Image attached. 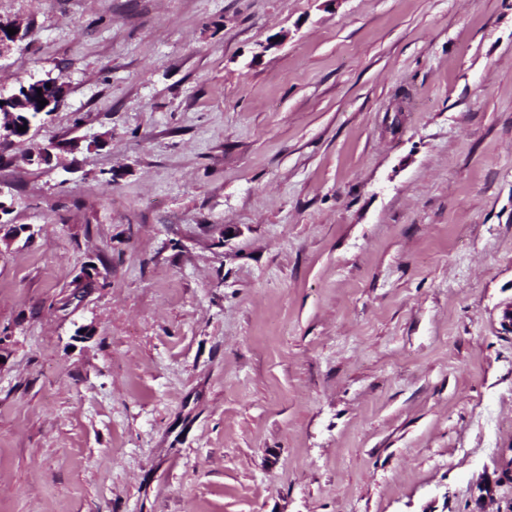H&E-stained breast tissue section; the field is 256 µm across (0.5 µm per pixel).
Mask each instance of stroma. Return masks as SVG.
<instances>
[{
  "label": "stroma",
  "mask_w": 512,
  "mask_h": 512,
  "mask_svg": "<svg viewBox=\"0 0 512 512\" xmlns=\"http://www.w3.org/2000/svg\"><path fill=\"white\" fill-rule=\"evenodd\" d=\"M0 22V512H512V0Z\"/></svg>",
  "instance_id": "35a3bbf8"
}]
</instances>
